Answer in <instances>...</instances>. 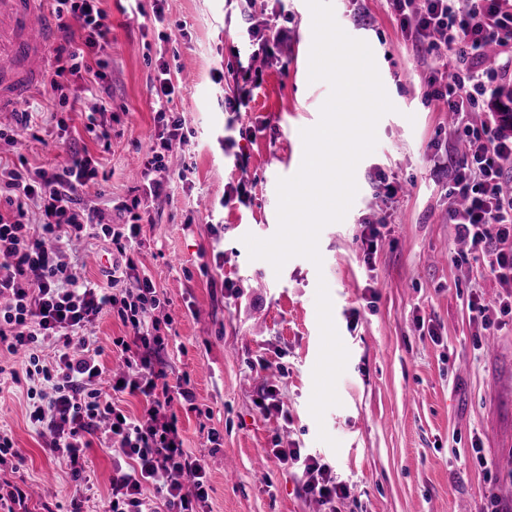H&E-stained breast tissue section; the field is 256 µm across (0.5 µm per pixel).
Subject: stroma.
<instances>
[{"label":"stroma","mask_w":512,"mask_h":512,"mask_svg":"<svg viewBox=\"0 0 512 512\" xmlns=\"http://www.w3.org/2000/svg\"><path fill=\"white\" fill-rule=\"evenodd\" d=\"M340 27L366 41L395 107L376 128L374 151L359 162L357 194L342 221L319 236L321 265L303 257L274 270L253 260L245 235L273 236L277 182L294 175L301 131L315 126L330 94L309 82L305 48L312 39L306 0H285L279 20L288 31L246 112L225 111L231 78L213 70L234 65L231 49L245 23L271 20V0H256L250 18L225 0H166L163 22L154 0H102L112 25L106 84L112 109L108 143L84 130L80 109L85 73L65 75L61 88L43 81L0 112V163L30 174L51 170L70 151L88 152L98 181L81 203L103 223L129 221L125 204L139 200V256L164 308L156 316L172 336L161 358L188 373L195 398H174L184 445L205 456L212 487L207 512H512V282L491 273L486 257L467 258L448 222L450 181L443 162L457 154L453 116L424 98L428 63L406 41L385 0H332ZM167 65L185 91L170 103L182 113L189 142L167 154L154 180L171 184L152 197L139 172L154 132L151 83ZM34 111L29 127L21 111ZM66 119L60 129L58 119ZM236 140L248 161L238 170L224 152ZM399 186L386 197L377 177ZM247 176L246 204H223L224 191ZM381 225L371 262L359 236ZM326 282L332 318L349 352L336 389L340 405L323 422L309 410L320 350L316 292ZM489 305L490 324L477 320L472 300ZM275 389L287 416L264 415L257 401ZM26 385L0 392V427L11 432L21 460L0 477L34 491L26 512H104L112 457L101 445L86 452L85 479L73 481L67 462L48 458L27 415ZM326 429L338 448L318 439ZM217 430L212 448L208 430ZM313 456L347 495L320 503L304 487L301 468L282 464L275 447Z\"/></svg>","instance_id":"obj_1"}]
</instances>
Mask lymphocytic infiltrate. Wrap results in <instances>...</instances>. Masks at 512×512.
Wrapping results in <instances>:
<instances>
[{"label":"lymphocytic infiltrate","mask_w":512,"mask_h":512,"mask_svg":"<svg viewBox=\"0 0 512 512\" xmlns=\"http://www.w3.org/2000/svg\"><path fill=\"white\" fill-rule=\"evenodd\" d=\"M53 13L67 35H79L81 47L58 45L56 77L87 74L103 84L109 62L104 51L110 28L101 0H52ZM402 36L433 56L448 74L445 84L427 77V97L443 102L463 130L467 150L452 169L448 221L473 250L489 254V267L502 281H512V0H386ZM250 66L233 75L234 92L224 109L240 111L263 73L257 61L274 58L288 34L276 27L243 28ZM498 49L488 62L487 46ZM153 91L159 103L154 120L156 141L144 162L145 172L164 168L172 143H187L185 121L166 106L184 87L168 68H160ZM487 115L481 126L468 125L469 113ZM88 153L73 152L53 172L31 179L27 171L0 167V347L23 353L24 372L0 366V385L27 379L29 420L43 439L46 456L69 462L80 477L82 459L99 428L109 437L112 474L107 512H205L209 472L204 458L189 452L168 408L174 398L192 401L189 374L173 375L161 360L169 345L154 312L162 301L132 248L141 234V216L125 224L96 222L80 206V191L96 179ZM40 214L27 221L29 207ZM108 242L114 260L104 284L81 280L71 262L70 245L85 238ZM116 312L128 329L112 344L122 368L103 381L104 367L91 358V329L99 316ZM55 344L43 358L46 339ZM138 397L144 414L125 413L117 396ZM279 462H301L307 489L322 502L347 494L314 457L299 449L278 448ZM154 490L161 505L146 495Z\"/></svg>","instance_id":"obj_1"}]
</instances>
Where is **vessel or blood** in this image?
Returning a JSON list of instances; mask_svg holds the SVG:
<instances>
[{"label": "vessel or blood", "mask_w": 512, "mask_h": 512, "mask_svg": "<svg viewBox=\"0 0 512 512\" xmlns=\"http://www.w3.org/2000/svg\"><path fill=\"white\" fill-rule=\"evenodd\" d=\"M52 37L46 0H0V112L42 82Z\"/></svg>", "instance_id": "vessel-or-blood-1"}]
</instances>
